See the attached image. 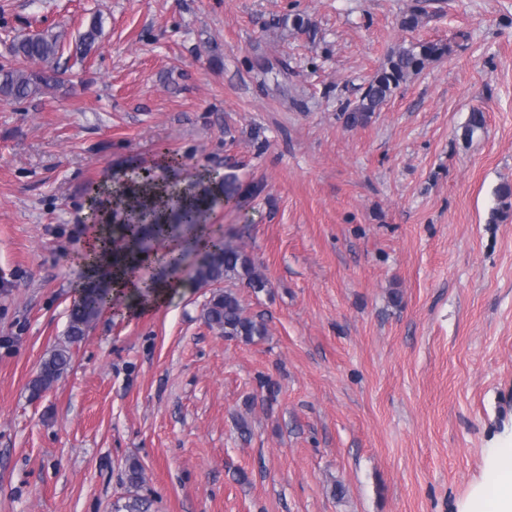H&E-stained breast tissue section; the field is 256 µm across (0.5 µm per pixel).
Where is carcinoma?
Segmentation results:
<instances>
[{"instance_id":"obj_1","label":"carcinoma","mask_w":512,"mask_h":512,"mask_svg":"<svg viewBox=\"0 0 512 512\" xmlns=\"http://www.w3.org/2000/svg\"><path fill=\"white\" fill-rule=\"evenodd\" d=\"M449 52V46L439 41H417L402 45L392 51L386 63L375 73L359 99L345 107L340 114L349 128L367 124L372 116L409 77L421 73L426 66ZM14 55L23 62L41 63L47 68L39 71L0 65V96L12 99L35 97L60 81L65 70L59 66V36L52 32L24 37L14 45ZM208 182L219 187L224 200L236 203L260 195L263 184L253 182L243 185L238 176L226 173ZM210 189H202L194 200L183 201L180 218L186 224L197 222V211L212 202ZM497 206L491 211L490 222L496 223L512 215V185L501 184L496 190ZM191 280L199 286H212L225 281H235L256 292L263 291L267 280L255 266L251 257L240 247L218 240L205 250V258L194 267ZM109 284L97 283L85 289L80 300L69 313L64 345L53 349L44 358L38 375L30 384L31 395L39 396L51 387L68 370L71 363L70 345L82 341L90 324L95 321L108 303ZM207 324L224 336L252 342L266 335V324L245 314L238 294L230 288L214 292L204 310ZM114 512H148L146 500L133 496L124 504L114 503Z\"/></svg>"}]
</instances>
